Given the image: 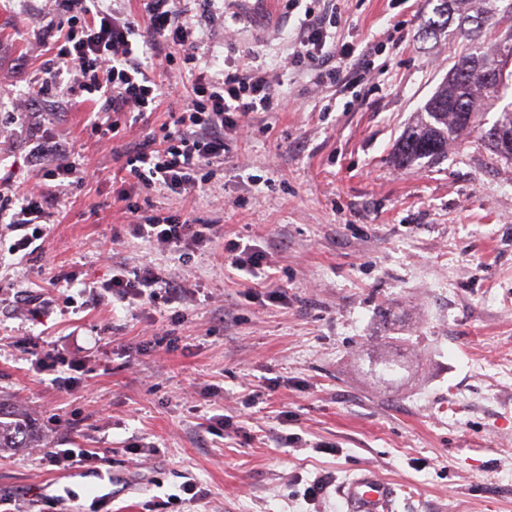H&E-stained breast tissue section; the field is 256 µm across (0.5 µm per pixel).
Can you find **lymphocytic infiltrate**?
<instances>
[{
    "instance_id": "lymphocytic-infiltrate-1",
    "label": "lymphocytic infiltrate",
    "mask_w": 512,
    "mask_h": 512,
    "mask_svg": "<svg viewBox=\"0 0 512 512\" xmlns=\"http://www.w3.org/2000/svg\"><path fill=\"white\" fill-rule=\"evenodd\" d=\"M54 2L56 66L47 81L53 84L69 76L77 80L80 91L94 96L98 109L90 113L88 122L99 138L145 122L163 96L176 93V85L160 78L162 65L178 66L194 78L183 112L161 125V137L145 136L124 154L130 175L143 188L190 196L209 183L210 166L223 162L225 130L243 128L250 113L279 112L287 105L278 91L280 76L263 67L244 62L230 66L223 75L209 74L208 61L198 55L204 30L187 20L181 0H143L138 18L106 0ZM284 10L289 15L300 13L301 18L293 50L281 64L282 74L306 72L317 85L338 81L354 51L336 43L332 0H315L311 5L285 0ZM95 175L89 167L67 163L56 168L51 178L29 184L21 197L0 195V228L11 238L9 255L23 261L37 252L50 207L67 196L73 183ZM124 208L135 217L125 228L129 237L176 248L186 259L220 234L218 225L194 224L177 215L139 218V207L130 200ZM226 250L231 268L253 285L270 287L272 274L263 252L236 242ZM193 291V285L156 266L147 264L132 272L116 266L109 279L89 287L87 298L93 304L107 294L123 303H149L160 297L173 302Z\"/></svg>"
}]
</instances>
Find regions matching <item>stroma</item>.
Listing matches in <instances>:
<instances>
[{
	"label": "stroma",
	"instance_id": "stroma-1",
	"mask_svg": "<svg viewBox=\"0 0 512 512\" xmlns=\"http://www.w3.org/2000/svg\"><path fill=\"white\" fill-rule=\"evenodd\" d=\"M188 8L219 63L248 53L274 71L297 37L281 0L263 23L244 0L227 23ZM431 11L428 0H336V40L355 50L344 83L289 75L288 107L251 113L249 139L227 133L210 183L181 197L139 187L117 158L182 112L180 95L126 137L98 138L87 94L41 87L53 10L0 0V178L54 169L28 164L35 132L100 170L52 208L43 251L0 270V399L41 435L0 454V512H75L104 474L108 512H345L336 488L365 467L397 486L393 512H512V161L492 158L480 130L434 164L393 158L463 45L422 38ZM127 193L142 215L224 236L185 262L120 238ZM230 240L267 254L281 300L225 269ZM105 249L200 290L176 306H90L72 285L50 288L107 279ZM26 288L49 299L40 317L13 301ZM50 348L70 382L36 369ZM387 351L410 366L401 384L373 372ZM65 448L106 462L64 476L51 453ZM188 484L201 498L184 497Z\"/></svg>",
	"mask_w": 512,
	"mask_h": 512
}]
</instances>
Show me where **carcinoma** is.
<instances>
[{"label":"carcinoma","instance_id":"carcinoma-1","mask_svg":"<svg viewBox=\"0 0 512 512\" xmlns=\"http://www.w3.org/2000/svg\"><path fill=\"white\" fill-rule=\"evenodd\" d=\"M436 20L428 21L425 33L433 35L443 28L454 27L456 35L466 44L454 57L448 76L425 102L420 119L398 139L394 146L396 161L412 167L422 160L433 162L448 153V145L460 134L477 123V100L494 97L508 83L492 84L487 81L484 66L497 62L495 55L512 53V22L498 47L497 54L488 53L478 42L480 33L471 30L470 20L486 22L493 17L503 22L506 14L512 15V0H440L435 8ZM472 115L469 123L462 114ZM39 441V434L28 416L0 401V452L31 448Z\"/></svg>","mask_w":512,"mask_h":512}]
</instances>
